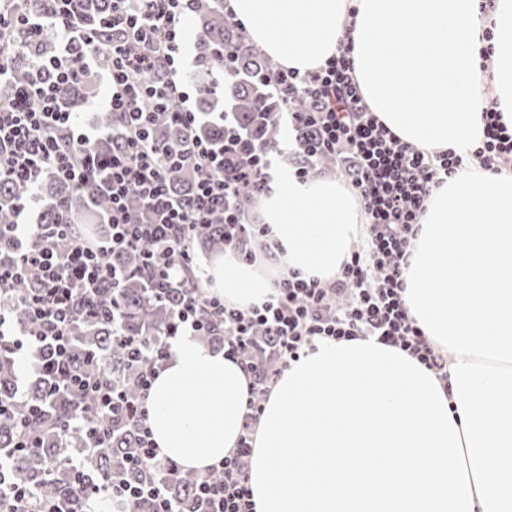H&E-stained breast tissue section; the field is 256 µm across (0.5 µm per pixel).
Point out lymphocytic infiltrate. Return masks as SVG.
Returning <instances> with one entry per match:
<instances>
[{
  "instance_id": "1",
  "label": "lymphocytic infiltrate",
  "mask_w": 512,
  "mask_h": 512,
  "mask_svg": "<svg viewBox=\"0 0 512 512\" xmlns=\"http://www.w3.org/2000/svg\"><path fill=\"white\" fill-rule=\"evenodd\" d=\"M193 0H112L111 14L98 23L84 19L74 0H55L52 15L19 12L15 0H0V180L26 188L13 207V219L0 225V345L11 354L40 358V371L65 379L92 402L94 417L119 416L131 422L137 449L132 469L140 479L120 484L93 481L86 473L89 449L70 458L77 498L84 512L110 504L112 512H137L147 501L152 512H181L160 474L172 470L160 458L146 423L144 401L153 381L171 356L174 339L203 338L223 332L219 347L251 378L248 410L236 448L208 467L195 487L196 512H254L249 461L263 403L290 362L299 360L319 339L373 338L416 358L440 381L448 379V357L434 347L411 316L405 300V267L410 242L434 190L458 172L476 167L490 175L512 172V126L495 105L483 110V138L462 153H428L402 142L367 107L350 59L351 44H340L320 68L298 73L278 69L272 80L288 100L304 97L305 112H284L290 128L310 127L313 137L301 147L304 166L295 175L306 179L320 157L338 155L343 176L358 196L366 216V237L329 283L305 279L299 272L281 274L275 291L248 309L225 304L223 296H200L191 281L197 275L193 234L223 215L224 249L253 263V240L267 236L252 206L271 189L270 171L278 146L251 145L235 154L232 175L204 138L192 140L189 162L195 192L181 203L169 194V153L153 141L150 129L156 109L185 99L187 78L183 53V20ZM112 30V41L100 43L99 26ZM95 71L104 95L89 99L90 109L111 112L112 130L81 122L60 96L82 74ZM119 140L111 160L97 146ZM55 180L83 189L95 184L111 209L105 229L91 238L73 235L69 225L46 224L42 187ZM71 243L57 250L54 238ZM153 249L137 276L147 295L167 300L178 291L173 329L162 340L127 335L120 319L112 329L128 348L135 370L131 385L91 373H69L74 329L79 317L105 282H119L122 268L112 255ZM37 286L17 296L25 279ZM22 299L28 323L16 322L10 308Z\"/></svg>"
}]
</instances>
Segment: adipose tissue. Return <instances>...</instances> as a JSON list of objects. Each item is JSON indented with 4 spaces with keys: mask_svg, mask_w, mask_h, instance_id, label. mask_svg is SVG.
I'll return each mask as SVG.
<instances>
[{
    "mask_svg": "<svg viewBox=\"0 0 512 512\" xmlns=\"http://www.w3.org/2000/svg\"><path fill=\"white\" fill-rule=\"evenodd\" d=\"M253 44L284 68L318 69L341 41L353 46L359 90L378 120L401 141L429 152H463L483 136L485 101L512 125V0H226ZM492 40H484L485 30ZM490 49L492 68L478 54ZM255 214L275 246L255 265L227 255L210 267L215 291L243 309L265 302L284 271L333 280L364 233V214L333 177L272 173ZM250 379L238 363L185 336L145 401L160 457L205 471L237 445Z\"/></svg>",
    "mask_w": 512,
    "mask_h": 512,
    "instance_id": "1",
    "label": "adipose tissue"
}]
</instances>
